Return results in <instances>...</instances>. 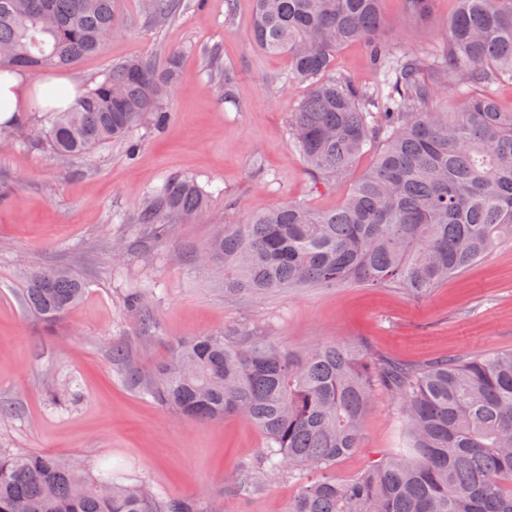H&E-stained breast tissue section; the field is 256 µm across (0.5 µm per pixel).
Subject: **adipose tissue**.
Masks as SVG:
<instances>
[{"label":"adipose tissue","mask_w":512,"mask_h":512,"mask_svg":"<svg viewBox=\"0 0 512 512\" xmlns=\"http://www.w3.org/2000/svg\"><path fill=\"white\" fill-rule=\"evenodd\" d=\"M75 82L55 77L36 85L18 71L0 73V125L14 123L34 105L65 107L75 99Z\"/></svg>","instance_id":"obj_1"}]
</instances>
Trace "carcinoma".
<instances>
[{
    "label": "carcinoma",
    "mask_w": 512,
    "mask_h": 512,
    "mask_svg": "<svg viewBox=\"0 0 512 512\" xmlns=\"http://www.w3.org/2000/svg\"><path fill=\"white\" fill-rule=\"evenodd\" d=\"M0 0V69L56 72L98 53L123 23L121 0ZM181 0H153L164 22ZM429 18L433 0H404ZM380 0H255L261 50L288 59V80L309 83L291 112V145L315 177L346 172L375 140V165L334 210L282 204L224 224L205 246L224 267V292L395 285L422 295L512 241V112L492 86L512 81V0H458L443 50L394 55L379 40ZM367 44L375 88L330 75L336 51ZM177 66L132 58L82 90L42 132L61 156L83 157L128 138L143 122L162 129ZM453 92L448 112L434 106ZM207 212L191 178L168 176L139 214L161 230ZM83 295L73 274L37 269L25 279L29 310L54 322ZM400 405L402 447L347 482L336 462L362 447L376 388ZM148 392L205 422L227 416L256 427L265 458L310 469L286 512H512V349L432 360L420 368L341 344L307 351L261 336L223 333L178 341ZM262 490L243 469L227 487ZM0 512H223L217 500L163 499L108 471L81 470L41 452L0 451Z\"/></svg>",
    "instance_id": "1"
}]
</instances>
